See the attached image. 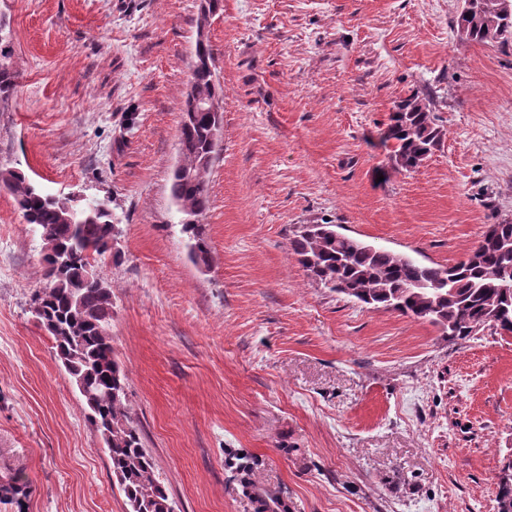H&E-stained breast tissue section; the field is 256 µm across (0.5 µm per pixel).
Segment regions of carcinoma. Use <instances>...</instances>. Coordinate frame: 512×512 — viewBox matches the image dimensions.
<instances>
[{
    "label": "carcinoma",
    "instance_id": "obj_1",
    "mask_svg": "<svg viewBox=\"0 0 512 512\" xmlns=\"http://www.w3.org/2000/svg\"><path fill=\"white\" fill-rule=\"evenodd\" d=\"M455 28L467 41L506 44L512 16L501 15V0H475L459 13ZM194 90L223 96L204 67H193ZM222 127L220 112L184 111L180 128L182 166L172 172L170 193L178 211L192 218L181 224L193 261L207 264L205 225L197 221L209 206L207 174L212 132ZM444 129L429 105L413 93L398 100L381 130L391 146L394 169L412 172L443 142ZM0 190L11 193L35 226L45 247L48 286L34 299L35 315L53 342L70 383L83 398L87 419L104 444L112 474L131 512H173L167 488L155 475L152 456L127 400L128 375L112 350V292L96 269L111 256L117 225L102 210L78 221L87 208L71 197L42 193L20 173L0 170ZM291 252L307 274L338 294L373 309L397 311L441 328L450 341L475 334L481 324L512 333V221L491 224L466 256L453 265H427L358 238L336 232L334 224H302L293 233ZM498 512H512V477L498 476Z\"/></svg>",
    "mask_w": 512,
    "mask_h": 512
}]
</instances>
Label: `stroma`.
Here are the masks:
<instances>
[{"mask_svg":"<svg viewBox=\"0 0 512 512\" xmlns=\"http://www.w3.org/2000/svg\"><path fill=\"white\" fill-rule=\"evenodd\" d=\"M0 0L14 87L0 170L105 199L120 220L112 347L175 512H252L240 479L296 512H496L512 453V335L448 341L360 306L290 253L330 223L448 266L512 220V43L457 39L461 0ZM224 90L194 264L170 195L198 35ZM426 96L445 132L416 171L379 133ZM40 236L0 192V512H128L31 299Z\"/></svg>","mask_w":512,"mask_h":512,"instance_id":"stroma-1","label":"stroma"}]
</instances>
